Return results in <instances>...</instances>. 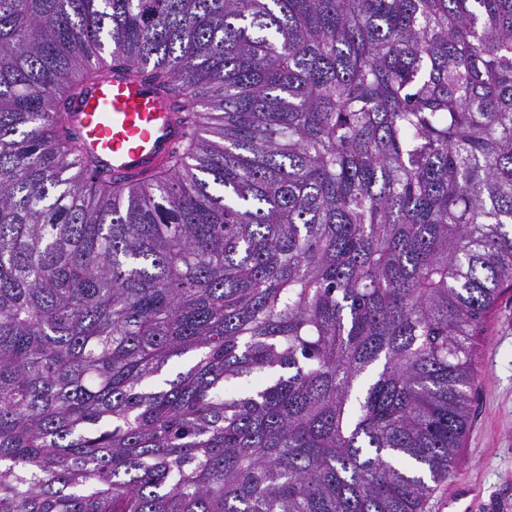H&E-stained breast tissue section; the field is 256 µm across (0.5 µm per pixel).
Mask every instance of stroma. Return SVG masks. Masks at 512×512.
<instances>
[{"label": "stroma", "mask_w": 512, "mask_h": 512, "mask_svg": "<svg viewBox=\"0 0 512 512\" xmlns=\"http://www.w3.org/2000/svg\"><path fill=\"white\" fill-rule=\"evenodd\" d=\"M471 427L461 462L424 512H512V288L499 296L474 352Z\"/></svg>", "instance_id": "1"}]
</instances>
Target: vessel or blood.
Here are the masks:
<instances>
[{
    "mask_svg": "<svg viewBox=\"0 0 512 512\" xmlns=\"http://www.w3.org/2000/svg\"><path fill=\"white\" fill-rule=\"evenodd\" d=\"M69 120L98 171L115 179L158 169L189 132L163 93L118 73L95 86Z\"/></svg>",
    "mask_w": 512,
    "mask_h": 512,
    "instance_id": "b4317fda",
    "label": "vessel or blood"
}]
</instances>
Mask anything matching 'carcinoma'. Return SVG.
Listing matches in <instances>:
<instances>
[{
  "label": "carcinoma",
  "mask_w": 512,
  "mask_h": 512,
  "mask_svg": "<svg viewBox=\"0 0 512 512\" xmlns=\"http://www.w3.org/2000/svg\"><path fill=\"white\" fill-rule=\"evenodd\" d=\"M114 72L191 129L123 185ZM505 287L512 0H0V512H423ZM75 111L67 115L85 152L114 179L158 169L189 132L163 93L118 73L95 86Z\"/></svg>",
  "instance_id": "1"
}]
</instances>
